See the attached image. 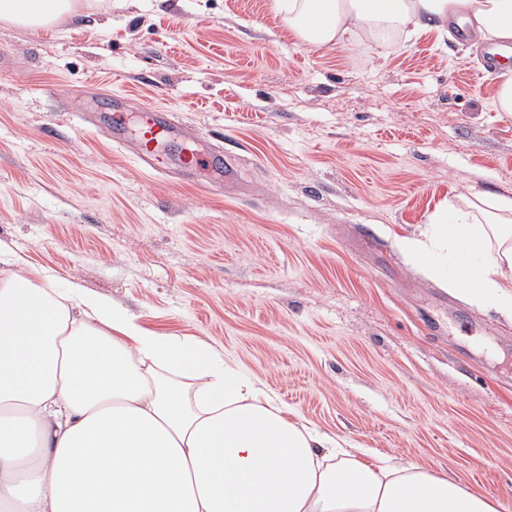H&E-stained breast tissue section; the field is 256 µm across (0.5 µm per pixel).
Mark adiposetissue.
<instances>
[{"label":"adipose tissue","mask_w":512,"mask_h":512,"mask_svg":"<svg viewBox=\"0 0 512 512\" xmlns=\"http://www.w3.org/2000/svg\"><path fill=\"white\" fill-rule=\"evenodd\" d=\"M77 0H0L22 27ZM313 47L464 26L512 41V0H272ZM398 247L512 321V197L474 192ZM456 478L288 421L206 341L143 329L109 301L0 253V512H500Z\"/></svg>","instance_id":"adipose-tissue-1"}]
</instances>
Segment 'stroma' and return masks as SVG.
I'll use <instances>...</instances> for the list:
<instances>
[{"mask_svg":"<svg viewBox=\"0 0 512 512\" xmlns=\"http://www.w3.org/2000/svg\"><path fill=\"white\" fill-rule=\"evenodd\" d=\"M0 251L212 344L290 421L448 472L512 512V322L400 238L512 191L501 71L459 28L303 45L270 0H80L0 23ZM163 109L237 178L145 170L84 113Z\"/></svg>","mask_w":512,"mask_h":512,"instance_id":"35a3bbf8","label":"stroma"}]
</instances>
